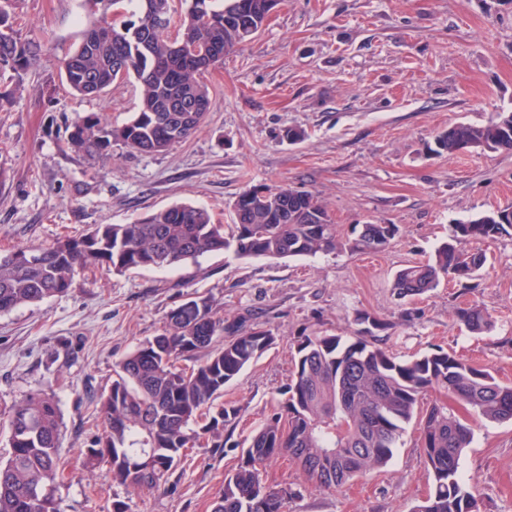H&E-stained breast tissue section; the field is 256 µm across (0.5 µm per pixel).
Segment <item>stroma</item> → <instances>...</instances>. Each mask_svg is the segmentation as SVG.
Listing matches in <instances>:
<instances>
[{
    "label": "stroma",
    "mask_w": 512,
    "mask_h": 512,
    "mask_svg": "<svg viewBox=\"0 0 512 512\" xmlns=\"http://www.w3.org/2000/svg\"><path fill=\"white\" fill-rule=\"evenodd\" d=\"M8 9L43 52L22 81L0 76V254L175 203L228 225L236 197L258 184L317 194L345 232L399 227L375 254L219 252L174 268L84 269L64 295L0 313V415L28 393L55 395L61 512H112L116 499L128 512H211L240 443L287 384L300 337L353 336L362 311L389 322L382 343L400 359L441 349L512 384V234L468 243L487 256L469 288L444 279L422 296L393 289L397 271L432 256L451 225L512 203V152L432 150L450 126L512 112V0H280L256 37L200 74L215 106L188 140L161 154L116 145L97 163L66 149L60 133L92 112L125 122L137 110L135 80L99 98L63 89L59 62L93 20L84 0H11ZM289 127L304 139H285ZM194 293L228 320L266 324L277 342L224 390L243 409L230 443L200 441L158 488L131 493L106 465L84 464L103 430L96 401L116 361L161 333L170 308ZM467 303L488 309L490 331L457 322ZM418 437L408 425L386 468L339 491L311 488L284 457L261 479L292 487L286 512H410L431 485ZM460 475L477 484L486 512H512V421L476 427Z\"/></svg>",
    "instance_id": "1"
}]
</instances>
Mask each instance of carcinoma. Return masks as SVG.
Here are the masks:
<instances>
[{
    "label": "carcinoma",
    "mask_w": 512,
    "mask_h": 512,
    "mask_svg": "<svg viewBox=\"0 0 512 512\" xmlns=\"http://www.w3.org/2000/svg\"><path fill=\"white\" fill-rule=\"evenodd\" d=\"M99 11L80 43L61 61L63 84L80 95L99 97L118 80L139 86L137 112L115 125L99 113L79 117L65 129L64 146L89 161L112 155V145L159 154L187 140L214 107L197 75L224 61L262 28L279 0H185L170 34L155 20L173 16L170 0H87ZM42 53L24 39L11 13L0 6V70L29 71ZM435 152H512V113L485 126L458 124L438 134ZM230 231L209 212L175 204L128 224H97L80 236L48 246L19 248L0 258V312L65 294L75 273L101 267L124 273L174 267L187 260L231 250L239 258L273 259L331 253L342 247L381 252L399 232L395 224H363L342 239L324 202L293 187L252 186L240 197ZM512 229V204L454 224L427 263L398 271L393 288L421 296L455 272L466 287L486 264L467 241L495 239ZM41 261L29 264L27 256ZM457 320L473 334L492 327L479 305L457 308ZM357 336H306L297 343L292 378L259 430L248 439L234 472L224 479L213 512H285L294 492L262 482L260 468L286 455L316 489L343 488L355 477L386 467L401 444L405 425L416 421L432 489L412 512H480L476 484L459 477L470 447V421L436 402L420 407L430 392L454 397L490 422L512 420V386L490 371L438 350L413 360L395 357L377 339L390 323L369 312L357 316ZM230 338H224V334ZM276 342L260 324L224 323L210 298L182 300L167 314L163 331L139 344L114 366L112 385L100 397L103 432L85 451L86 465H109L112 482L127 490L152 489L205 438L224 447V430L242 407L218 402L224 386ZM191 362L181 366L179 362ZM60 410L47 392L31 393L8 412L9 450L0 460V512H60L55 485L60 465Z\"/></svg>",
    "instance_id": "carcinoma-1"
}]
</instances>
